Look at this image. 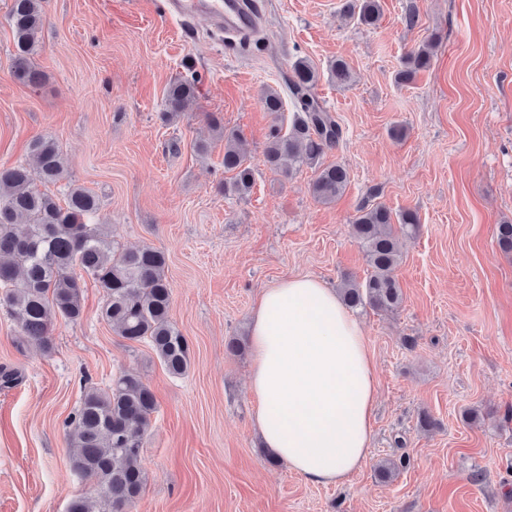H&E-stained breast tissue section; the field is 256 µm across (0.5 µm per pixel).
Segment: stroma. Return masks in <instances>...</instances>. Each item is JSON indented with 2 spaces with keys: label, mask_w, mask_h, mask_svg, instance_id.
I'll use <instances>...</instances> for the list:
<instances>
[{
  "label": "stroma",
  "mask_w": 512,
  "mask_h": 512,
  "mask_svg": "<svg viewBox=\"0 0 512 512\" xmlns=\"http://www.w3.org/2000/svg\"><path fill=\"white\" fill-rule=\"evenodd\" d=\"M163 2L45 0L33 58L44 80L30 87L10 72L11 0H0V167L31 163L30 142L55 138L66 179L48 193L83 188L99 203L93 223L166 254L170 318L191 356L170 376L147 343L101 320L91 283L80 320L54 319L49 351L22 342L0 306V369L18 373L0 388V512L95 501L72 467L69 420L85 391L123 371L158 403L141 450L147 484L126 512H512V256L497 244L498 224L512 222V0H380L371 27L344 17L345 0H259L262 27L246 41L171 19ZM428 41L431 66L398 83ZM299 58L320 72L315 94L342 128L320 158L349 175L331 204L311 192L314 168L265 163L271 128L295 110L285 78ZM338 59L351 85L328 79ZM191 76L193 105L164 117L169 84ZM270 89L281 114L264 107ZM215 116L242 136L245 195L224 193ZM376 203L415 212L419 229L399 245L400 307L355 312L377 364L372 451L343 486H316L268 461L249 350L227 344L246 340L258 294L284 278L363 281L352 221ZM384 458L401 463L389 480L376 472Z\"/></svg>",
  "instance_id": "obj_1"
}]
</instances>
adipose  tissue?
<instances>
[{
	"label": "adipose tissue",
	"instance_id": "obj_1",
	"mask_svg": "<svg viewBox=\"0 0 512 512\" xmlns=\"http://www.w3.org/2000/svg\"><path fill=\"white\" fill-rule=\"evenodd\" d=\"M249 382L266 448L313 485H343L372 449L376 366L337 289L298 275L252 308Z\"/></svg>",
	"mask_w": 512,
	"mask_h": 512
}]
</instances>
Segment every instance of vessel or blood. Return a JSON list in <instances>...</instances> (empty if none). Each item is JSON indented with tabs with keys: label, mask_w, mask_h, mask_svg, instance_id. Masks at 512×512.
<instances>
[{
	"label": "vessel or blood",
	"mask_w": 512,
	"mask_h": 512,
	"mask_svg": "<svg viewBox=\"0 0 512 512\" xmlns=\"http://www.w3.org/2000/svg\"><path fill=\"white\" fill-rule=\"evenodd\" d=\"M165 9L184 20L205 17L222 33L238 36L249 35L259 22L247 0H165Z\"/></svg>",
	"instance_id": "obj_1"
}]
</instances>
